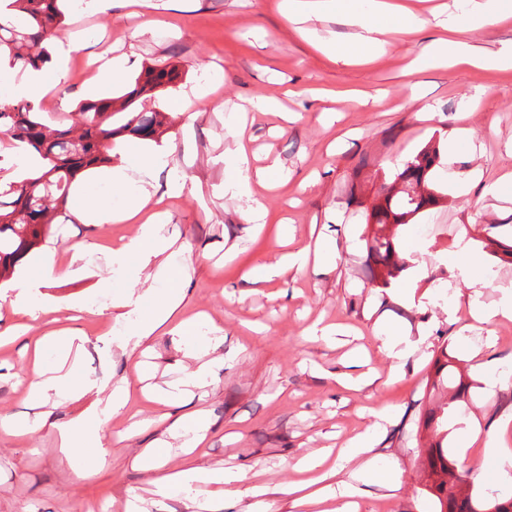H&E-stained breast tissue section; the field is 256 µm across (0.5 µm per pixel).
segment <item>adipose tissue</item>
I'll return each instance as SVG.
<instances>
[{
    "mask_svg": "<svg viewBox=\"0 0 512 512\" xmlns=\"http://www.w3.org/2000/svg\"><path fill=\"white\" fill-rule=\"evenodd\" d=\"M282 12L287 17L297 35L305 42L320 50L335 62L351 63L368 57L371 48L381 47L384 33L393 31L401 35L412 32L414 15L402 0H282ZM336 20L352 27L353 32L345 38H324L319 36L315 22ZM454 16H447L437 22L441 30L438 38L425 45L415 60L416 69H423L433 60L452 57L454 63L478 66L485 69L512 68V48L493 54L476 52L464 41L449 42L448 33L455 30ZM158 163L157 156L142 157L133 171L111 169L103 178L112 187L135 188L133 200L123 209L111 210L96 201L88 202L76 214L85 224H109L112 222H139L138 232L125 239L112 251L113 262L119 263L126 256L133 255L139 260L141 268L147 269L148 291L153 303L150 314L137 313V299L128 296L123 306L134 309L135 320L126 336L118 340L122 351H137L144 347L152 334L162 325H170L172 336L178 337L184 345L183 356L194 363L193 369L186 371L181 381L167 384L152 391L151 398L158 404L170 406L181 401L189 387L203 385L213 379L224 366V358L219 350L224 343L223 336L209 338V357H202L194 349L193 322L182 321L171 324L170 319L180 305V300L172 290L159 289L163 279H175L176 273L166 255L170 247L161 237V228L156 219L161 214L162 201L149 190L153 171ZM84 245L70 247L67 262L56 261L48 257L41 278L19 281L14 301L10 304V313L15 320L38 319L47 314L44 306L35 305L31 296L41 288L45 280L62 278L73 273L75 265L81 259ZM69 386L72 392H96L101 397V413L111 417L124 411L127 405L126 390L123 385L113 386L84 380L69 383L66 377L39 378L32 382L33 394L42 395L48 391ZM189 430L191 436L182 446L185 467L170 469L164 462L167 443L160 442L141 449L134 459L135 464L148 465L157 470L158 475L151 481L155 491L174 490L180 494L187 507H194L202 486L211 484L215 490V501L232 497L246 501V512H275L274 501L267 487L249 482L246 471L241 469L204 468L194 465L195 452L205 441L209 423L204 410L195 409L173 419L168 431L170 435H180ZM379 434L378 428H371L346 440L341 448H323L297 458L293 468L298 473L297 481L289 485L288 495L292 496L295 506L305 508L306 512H359L358 498L366 485H386L396 487L400 470L397 465L378 468L370 452ZM355 464L353 482L340 479L339 474L347 464Z\"/></svg>",
    "mask_w": 512,
    "mask_h": 512,
    "instance_id": "obj_1",
    "label": "adipose tissue"
}]
</instances>
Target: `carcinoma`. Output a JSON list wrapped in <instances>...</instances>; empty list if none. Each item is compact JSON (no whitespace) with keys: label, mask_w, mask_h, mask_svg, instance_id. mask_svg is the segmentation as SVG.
<instances>
[{"label":"carcinoma","mask_w":512,"mask_h":512,"mask_svg":"<svg viewBox=\"0 0 512 512\" xmlns=\"http://www.w3.org/2000/svg\"><path fill=\"white\" fill-rule=\"evenodd\" d=\"M6 9L22 18L20 22L0 23V49L8 53L10 65L24 71L50 60L51 46L64 34L65 0H8ZM179 78L176 68L148 67L135 80L133 88L118 97L82 102L77 124H58L51 128L40 113L25 101H0V133L16 147L34 151L39 168L17 181L0 183V278L14 273L22 260L41 242L49 226L61 214L77 177L98 165L111 161L112 143L125 137L154 140L168 123L166 113L136 110V103ZM440 161V149L428 144L407 159L393 175L392 183L425 186L419 195L408 192L387 193L373 205L367 218L378 225L396 228L411 222L420 213L437 204L434 172ZM367 260L377 268L378 287L386 290L407 270L400 257L396 234L382 235L367 246ZM459 359L441 353L433 364L431 391L448 389V405L429 407L420 413L418 425L431 432L426 446L427 465L434 475L426 493L434 498V512H512V497L501 498L488 492L455 493L439 477L455 470L448 457L441 428L448 417L463 404L470 403V391L476 386L458 368Z\"/></svg>","instance_id":"1"}]
</instances>
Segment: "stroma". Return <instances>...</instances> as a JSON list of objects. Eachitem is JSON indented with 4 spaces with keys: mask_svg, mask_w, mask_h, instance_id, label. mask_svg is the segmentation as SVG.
Returning a JSON list of instances; mask_svg holds the SVG:
<instances>
[{
    "mask_svg": "<svg viewBox=\"0 0 512 512\" xmlns=\"http://www.w3.org/2000/svg\"><path fill=\"white\" fill-rule=\"evenodd\" d=\"M406 2L423 18L447 7L464 28L462 40L477 49L512 47V0H502L508 18L494 25L471 16L465 0ZM65 24L75 48L54 55L42 71L49 91L40 110L47 120L76 119L79 102L127 92L145 67L174 64L181 72L176 84L145 103L169 113V129L155 141L116 140L111 163L132 166L146 152L163 158L152 185L166 197L162 233L181 246L172 260L182 272L176 283L181 304L172 320L206 314L223 331L224 367L170 409L144 399L131 379V359L114 344L129 323L112 301L142 294L145 274L135 259L110 265L104 253L137 227L72 221L86 195L115 210L125 203L102 181L101 169L81 174L64 210L59 245L83 243L87 250L78 272L40 289L35 302L58 305L59 327L85 344L80 350L48 346L43 361L50 367L64 362L76 379L130 378L128 411L102 426L93 395L39 402L28 388L24 350L48 326L42 318L31 321L27 333L0 347V419L21 423L42 413L49 424L35 433L0 432V512H124L129 495L152 477L133 458L162 432L158 416L198 407L210 423L197 454L201 465L246 469L250 479L275 490L280 512H296L282 493L297 478L291 462L364 432L373 411L394 408L373 454L379 464L400 463L401 483L393 491L368 486L360 512H433L422 485L417 421L429 401L427 377L443 349L463 360L480 352L486 364L467 409L482 438L471 445V464L462 473L477 492L512 494V483L481 452L482 439L512 416V386L490 397L482 389L502 368H512V343L499 339V322L474 329L469 310L455 308L459 295L476 296L484 306L512 295V261L483 247L487 225H512V70L438 62L409 74L420 48L440 34L432 26L385 34L383 53L369 63H336L296 35L280 0H150L136 8L127 0H97L90 8L70 0ZM107 37L111 56L128 60L123 77L105 85L89 78L72 83L79 60L99 64L98 46ZM260 96L276 98L293 122L274 112L242 111L246 100ZM454 127L466 135L435 177L444 201L400 227L397 240L410 267L388 292H378L366 264L365 211L401 163ZM240 146L253 168L284 174L275 191L252 188L265 206L258 227L245 220L241 201L224 193ZM491 182L497 192L489 196L484 186ZM422 224L434 225V232L419 234ZM314 231L339 252L335 267L311 266L270 282L244 280V272L275 262L285 248L310 245ZM467 244L483 258L488 276L464 274ZM74 300L84 302L86 312L67 310ZM319 318L351 332L334 346L307 341L306 329ZM381 323L424 339L393 381L392 361L374 336ZM151 346L149 384L179 379L183 356L170 334L156 330ZM77 418L85 432H100L103 467L90 451L62 454L59 432Z\"/></svg>",
    "mask_w": 512,
    "mask_h": 512,
    "instance_id": "1",
    "label": "stroma"
}]
</instances>
